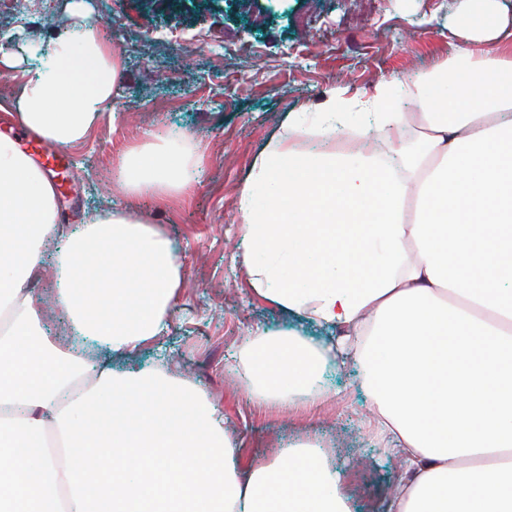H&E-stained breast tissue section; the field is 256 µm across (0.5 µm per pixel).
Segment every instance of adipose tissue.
Returning <instances> with one entry per match:
<instances>
[{"label": "adipose tissue", "instance_id": "ef3b65f1", "mask_svg": "<svg viewBox=\"0 0 512 512\" xmlns=\"http://www.w3.org/2000/svg\"><path fill=\"white\" fill-rule=\"evenodd\" d=\"M473 0L454 54L309 122L287 113L241 187L237 233L253 294L320 336L255 329L239 362L259 405L324 399L352 357L382 448L401 463L375 512H512V25ZM39 57L15 116L35 138L84 142L112 107L122 63L87 9ZM377 132L388 152L336 150ZM323 148L297 150L296 134ZM192 150H128L134 195L188 191ZM415 202L413 220L404 204ZM57 247L53 299L69 336H45L29 281ZM177 249L123 210L69 227L52 183L0 136V512H354L345 465L315 436L241 466L224 413L193 382L132 357L168 325Z\"/></svg>", "mask_w": 512, "mask_h": 512}]
</instances>
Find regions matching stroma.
<instances>
[{
    "label": "stroma",
    "mask_w": 512,
    "mask_h": 512,
    "mask_svg": "<svg viewBox=\"0 0 512 512\" xmlns=\"http://www.w3.org/2000/svg\"><path fill=\"white\" fill-rule=\"evenodd\" d=\"M123 64L112 115L81 145L64 148L67 186H56L58 221L85 223L129 209L160 226L184 268L168 327L138 358L198 383L224 411L249 465L311 433L352 471L358 512L391 489L399 462L368 426L359 369L330 377L336 394L308 414L254 405L237 368L242 336L280 326L287 314L253 298L234 262L238 196L252 163L287 112L324 111L335 89L369 96L386 77L412 79L448 59L469 0H87ZM73 0H0V53L28 64L76 23ZM21 78L0 74V133L35 143L10 116ZM184 132L199 157L185 197L125 195V150Z\"/></svg>",
    "instance_id": "obj_1"
}]
</instances>
